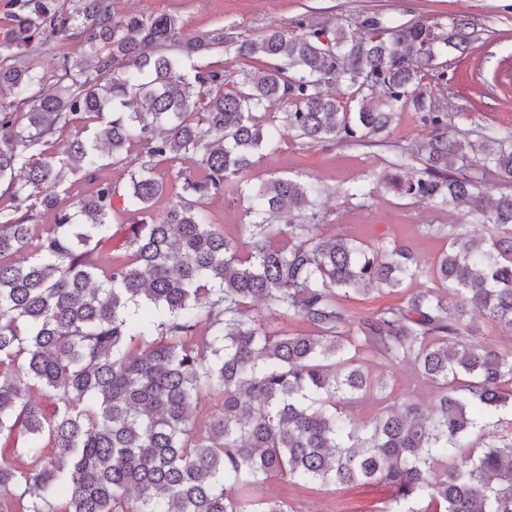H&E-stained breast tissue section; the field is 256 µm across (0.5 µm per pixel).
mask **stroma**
I'll use <instances>...</instances> for the list:
<instances>
[{"instance_id": "35a3bbf8", "label": "stroma", "mask_w": 512, "mask_h": 512, "mask_svg": "<svg viewBox=\"0 0 512 512\" xmlns=\"http://www.w3.org/2000/svg\"><path fill=\"white\" fill-rule=\"evenodd\" d=\"M116 10L122 15H177L190 36L219 31L257 34L271 27L290 29L308 23L341 22L358 28L371 17L383 22L425 18L448 32L464 15L471 23L472 43L468 55L448 72V98L457 110L452 121L463 129L512 128V0H119ZM422 131L417 115L406 112L381 146L309 148L289 138L277 152L260 160L250 179L255 183L285 176L317 180L325 189L321 198L328 216L325 234L339 232L360 241L404 245L430 261L444 244L425 237L423 225L458 220V210L423 207L375 180L388 171L393 144L408 143ZM360 180L371 191L362 205L344 197L345 189ZM268 490L297 506L298 512H371L391 495L381 484L304 490L276 481Z\"/></svg>"}]
</instances>
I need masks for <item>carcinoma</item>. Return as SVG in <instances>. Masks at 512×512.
Here are the masks:
<instances>
[{"instance_id": "carcinoma-1", "label": "carcinoma", "mask_w": 512, "mask_h": 512, "mask_svg": "<svg viewBox=\"0 0 512 512\" xmlns=\"http://www.w3.org/2000/svg\"><path fill=\"white\" fill-rule=\"evenodd\" d=\"M116 4H5L0 502L295 512L263 485L383 482L394 498L381 512H512V422L497 419L512 403V351L477 343L472 322L512 333V128H450L445 54L468 48L466 23L206 39L174 14L121 16ZM63 41L80 59L34 50ZM224 52L238 70H224ZM404 112L426 131L398 146L388 188L461 209L423 225L448 244L430 266L395 244L323 235L313 180L249 183L284 133L371 146ZM227 194L251 202L244 243L211 223ZM121 214L134 219L114 247ZM110 248L119 256L99 264ZM422 275L438 287L369 316L345 306ZM362 353L411 366L430 408L396 399L360 417L388 388ZM211 392L224 403L204 414Z\"/></svg>"}]
</instances>
